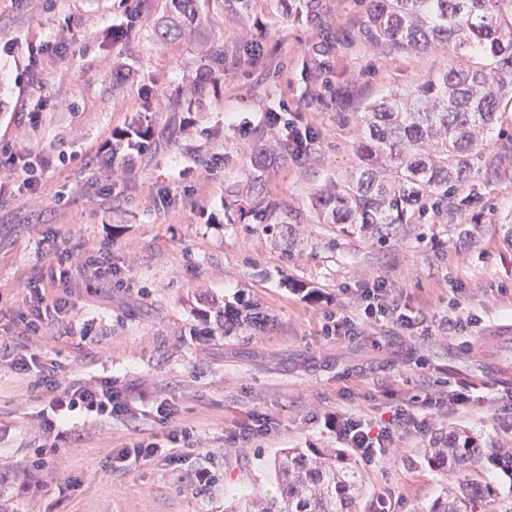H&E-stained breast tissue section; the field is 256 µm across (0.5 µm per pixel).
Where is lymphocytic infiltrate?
I'll return each mask as SVG.
<instances>
[{"label": "lymphocytic infiltrate", "instance_id": "obj_1", "mask_svg": "<svg viewBox=\"0 0 512 512\" xmlns=\"http://www.w3.org/2000/svg\"><path fill=\"white\" fill-rule=\"evenodd\" d=\"M0 166L6 169L0 178V198L10 195L14 182H21L30 194H40L42 181L39 170L52 168L50 156H43L39 166H32L25 155L7 153L0 157ZM112 251L100 248L96 253L84 257L78 266H71L72 251L59 248L56 265L51 268L47 279L34 280L32 295L17 315L18 334L21 337L39 334L49 320L63 317L70 312V302L58 296L60 288L70 284L73 277L108 288L116 272L112 268ZM363 315L373 321H392L403 330L413 329L410 316L400 311L388 300L383 283H373L362 293ZM6 358L13 369L33 372L37 384L42 388L43 407L39 412L38 428L43 438H58L74 417L89 421L106 419H132L141 409L149 408L162 421H171L177 409L169 400L157 399L147 393L132 394L128 389L116 387L111 377L105 376L85 382H62L57 371L47 370L36 353L27 345L17 343L0 346V358ZM432 396H424L395 406L389 418L368 420L345 412L328 415L325 426L332 431L344 447L353 449L367 463L375 461L386 448L392 446L396 434H425L430 423L425 415L432 407Z\"/></svg>", "mask_w": 512, "mask_h": 512}]
</instances>
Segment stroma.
<instances>
[{"label":"stroma","mask_w":512,"mask_h":512,"mask_svg":"<svg viewBox=\"0 0 512 512\" xmlns=\"http://www.w3.org/2000/svg\"><path fill=\"white\" fill-rule=\"evenodd\" d=\"M202 10L203 37L228 55L260 38L268 65L227 75L200 107L186 89L197 40L105 42L107 30L125 21L123 0H0V35L18 42L0 77V153L17 150L33 163L68 156L42 173V197L20 191L0 199V341L17 342L31 279L48 274L59 246H110L124 286L91 293L73 285L71 313L29 346L59 364L64 381L108 375L117 387L169 399L179 410L176 424L195 435L179 464L135 455L133 438L165 430L150 414L91 427L76 419L45 446L33 426L41 408L33 376L0 362V471L25 469L37 480L24 512H224L272 492L271 464L281 449L337 447L325 414L340 408L373 419L426 394L438 400L427 412L432 431L457 426L478 438L481 453L467 473L494 487L487 512H512V487L487 464L498 449L512 448V374L499 375L495 365L500 337L512 331V223L503 221L512 214V102L501 105L462 209L426 214L383 246L341 236L316 223L309 201L354 166L356 112L362 102L417 84L446 56L356 49L336 66L352 79L354 95L312 104L300 70L319 29L267 26L258 11L232 18L222 0H206ZM46 41L68 43L73 54L45 61L34 82L25 74L27 47ZM117 55L126 64L118 81ZM147 87L162 99L181 94L183 104L148 114L153 140L130 156L125 177L113 176L97 147L144 113ZM33 110L38 121L26 122ZM274 110L300 114L316 136L306 155L289 158L266 183L271 202L303 210L293 231L238 219L239 208L252 204L236 193L251 166L248 145L273 135L264 116ZM161 195L167 205L158 204ZM374 279L385 282L414 329L380 322L353 339L325 335L327 316H356L357 290ZM212 297L253 301L271 322L223 336L191 313ZM457 310L477 319L476 335L443 329ZM463 387L469 405L449 406V390ZM255 414L269 418L270 435L225 442V431ZM429 441V434H399L364 466L362 512L382 496L396 512H429L433 500L455 492L457 472L424 461ZM201 469L217 472V480L195 482Z\"/></svg>","instance_id":"35a3bbf8"}]
</instances>
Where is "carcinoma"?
<instances>
[{
    "instance_id": "1",
    "label": "carcinoma",
    "mask_w": 512,
    "mask_h": 512,
    "mask_svg": "<svg viewBox=\"0 0 512 512\" xmlns=\"http://www.w3.org/2000/svg\"><path fill=\"white\" fill-rule=\"evenodd\" d=\"M152 2L132 0L126 22L112 30V41H132L152 16ZM162 2L163 14L152 24L155 41L190 39L202 28L200 0ZM259 2L265 3L270 20L324 31L302 70L312 103L350 97V83H336V59L357 44L380 54H448V64L416 86L392 89L364 104L353 169L310 200L318 223L382 245L400 226L416 223L431 200L443 212L465 204L459 191L489 144L500 105L512 100V0H361L362 10L336 33L328 30L336 0H224V11L248 13ZM256 51L253 43L230 57L210 47L202 50L196 85L202 91L208 86L218 89L224 74L254 64ZM152 136L146 126L124 144L141 151ZM291 153L286 132L254 142L251 155L259 173L247 170V190L260 187L267 162ZM248 214L269 227L302 223L301 214L262 200ZM193 312L203 320L214 317L226 336L266 321L258 305L241 299H211L207 307ZM479 454L476 440L457 429L439 433L423 451L425 461L436 469L465 470ZM273 469V495L239 501L228 512H359L364 481L344 449L285 448ZM28 482L23 473L0 474V512H20ZM492 495L490 485L466 475L459 492L436 499L432 512H483Z\"/></svg>"
}]
</instances>
